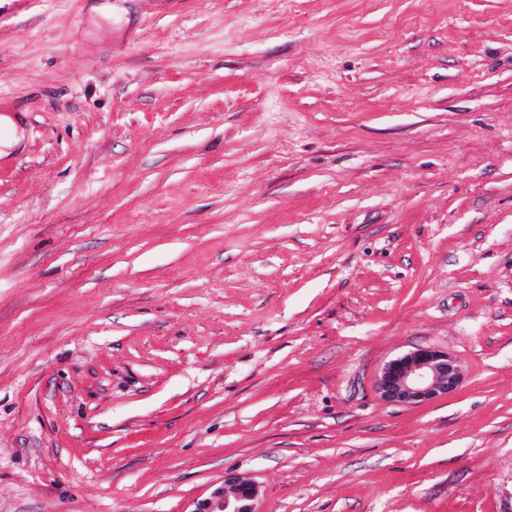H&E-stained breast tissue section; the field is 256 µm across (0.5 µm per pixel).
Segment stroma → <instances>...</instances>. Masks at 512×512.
Wrapping results in <instances>:
<instances>
[{
  "instance_id": "1",
  "label": "stroma",
  "mask_w": 512,
  "mask_h": 512,
  "mask_svg": "<svg viewBox=\"0 0 512 512\" xmlns=\"http://www.w3.org/2000/svg\"><path fill=\"white\" fill-rule=\"evenodd\" d=\"M1 115L0 512H512V0H0ZM463 378V369L452 354L433 347H417L384 366L376 391L384 402L418 405L455 392ZM258 489L247 475L224 477V491H217L198 505L197 512H257Z\"/></svg>"
}]
</instances>
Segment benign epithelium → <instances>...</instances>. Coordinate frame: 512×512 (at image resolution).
<instances>
[{
  "mask_svg": "<svg viewBox=\"0 0 512 512\" xmlns=\"http://www.w3.org/2000/svg\"><path fill=\"white\" fill-rule=\"evenodd\" d=\"M464 378L458 360L433 347H417L390 360L376 383L379 397L390 404L418 405L455 392ZM258 489L247 475L224 477V490L198 505L197 512H257Z\"/></svg>",
  "mask_w": 512,
  "mask_h": 512,
  "instance_id": "7a95c632",
  "label": "benign epithelium"
}]
</instances>
